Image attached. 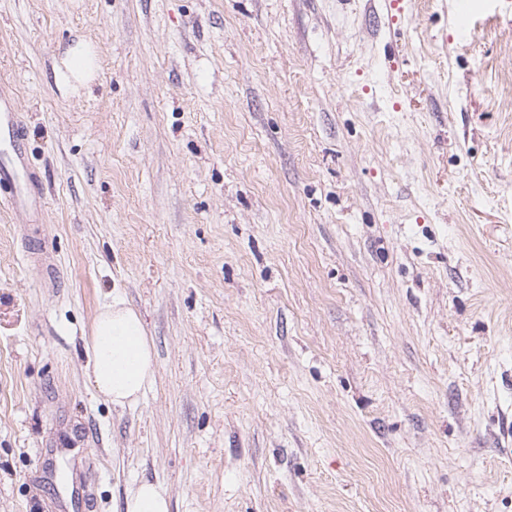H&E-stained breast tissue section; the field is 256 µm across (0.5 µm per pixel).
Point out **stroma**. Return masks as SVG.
<instances>
[{"mask_svg": "<svg viewBox=\"0 0 512 512\" xmlns=\"http://www.w3.org/2000/svg\"><path fill=\"white\" fill-rule=\"evenodd\" d=\"M511 77L512 0H0L56 276L0 203V512H512ZM97 69L93 47L79 42L69 48L55 68V82L59 87L86 86ZM89 380L114 407L131 405L154 380V345L141 319L123 297L112 295L96 315L88 348ZM123 512H169L165 490L157 483L141 481L128 491L124 498Z\"/></svg>", "mask_w": 512, "mask_h": 512, "instance_id": "stroma-1", "label": "stroma"}]
</instances>
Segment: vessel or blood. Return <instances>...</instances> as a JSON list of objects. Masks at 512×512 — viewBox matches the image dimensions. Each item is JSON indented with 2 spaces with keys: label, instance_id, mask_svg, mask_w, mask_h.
I'll return each instance as SVG.
<instances>
[{
  "label": "vessel or blood",
  "instance_id": "b4317fda",
  "mask_svg": "<svg viewBox=\"0 0 512 512\" xmlns=\"http://www.w3.org/2000/svg\"><path fill=\"white\" fill-rule=\"evenodd\" d=\"M26 131L19 117L15 97L0 93V184L11 186L6 205L23 223L35 224L41 219L44 202L38 182L26 161Z\"/></svg>",
  "mask_w": 512,
  "mask_h": 512
}]
</instances>
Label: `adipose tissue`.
<instances>
[{
	"label": "adipose tissue",
	"instance_id": "ef3b65f1",
	"mask_svg": "<svg viewBox=\"0 0 512 512\" xmlns=\"http://www.w3.org/2000/svg\"><path fill=\"white\" fill-rule=\"evenodd\" d=\"M97 69L91 45L69 48L55 68L60 87L87 85ZM89 380L104 401L115 407L131 405L154 380V345L140 314L123 297L113 296L96 315L88 348Z\"/></svg>",
	"mask_w": 512,
	"mask_h": 512
}]
</instances>
